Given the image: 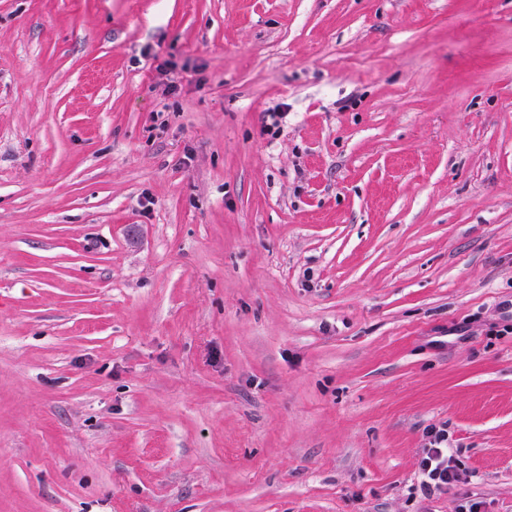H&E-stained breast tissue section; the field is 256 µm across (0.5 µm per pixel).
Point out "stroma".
I'll return each instance as SVG.
<instances>
[{"mask_svg": "<svg viewBox=\"0 0 512 512\" xmlns=\"http://www.w3.org/2000/svg\"><path fill=\"white\" fill-rule=\"evenodd\" d=\"M467 501L512 512V0H0V512ZM427 437L428 446L422 448L419 462L421 487L430 493L447 491L458 476L454 458L448 454V431L431 428Z\"/></svg>", "mask_w": 512, "mask_h": 512, "instance_id": "obj_1", "label": "stroma"}]
</instances>
